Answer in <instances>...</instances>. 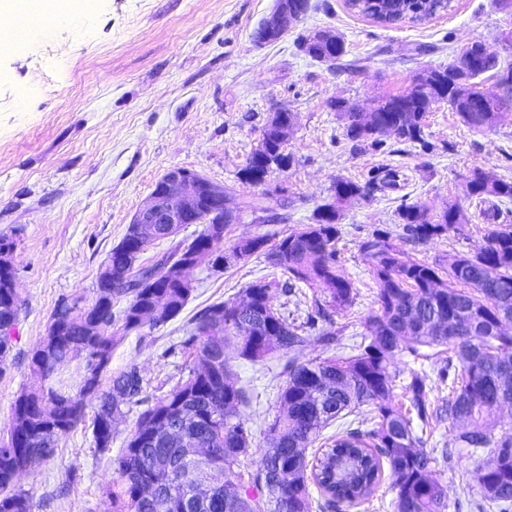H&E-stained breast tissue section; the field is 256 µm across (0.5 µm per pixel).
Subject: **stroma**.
Returning a JSON list of instances; mask_svg holds the SVG:
<instances>
[{
  "label": "stroma",
  "mask_w": 512,
  "mask_h": 512,
  "mask_svg": "<svg viewBox=\"0 0 512 512\" xmlns=\"http://www.w3.org/2000/svg\"><path fill=\"white\" fill-rule=\"evenodd\" d=\"M310 3L281 39L260 45L253 32L275 0H77L65 17L49 10L29 15L27 37L0 53V236L15 244L22 299L11 367L0 375V437L17 395L35 384L28 356L55 308L94 298L112 248L168 167L223 185L235 204L254 194L266 199L269 211H243L225 229L228 246L258 235L276 244L311 223L337 179L369 184L366 198L344 206L339 224L337 267L355 292L351 307L331 315L343 330V356L360 344L376 307L364 240L382 233L397 250L435 263L484 245L482 208L494 212L496 223L512 224V200L481 203L460 193L476 168L512 180L511 116L483 135L442 105L426 118L424 144L388 136L374 147L350 141L327 106L342 98L368 110L374 99L406 91L423 69L448 65L475 37L512 63V46L500 38L512 28V13L496 0H451L431 20L384 25L350 10L347 0ZM316 30L342 37L341 60L323 63L300 50V39ZM280 108L296 117L286 145L295 163L264 184H242L237 172ZM452 198L466 217L460 230L419 241L399 221L402 204L438 211ZM281 277L261 253L224 269L202 264L192 273L184 310L160 327L130 332L113 352L111 370L136 364L146 397H159L185 373L177 346L200 309L238 298L256 280ZM287 361L284 353L262 364L231 360L232 381L251 396L243 415L256 440L278 412ZM95 408L86 400V422L20 478L33 512H111L105 489L112 461L138 413L127 414L110 450L101 452L90 423ZM474 464L464 448L450 462L433 463V477L448 490V512H475L463 488Z\"/></svg>",
  "instance_id": "stroma-1"
}]
</instances>
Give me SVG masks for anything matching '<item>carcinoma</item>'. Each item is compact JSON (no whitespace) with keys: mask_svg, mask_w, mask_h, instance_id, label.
<instances>
[{"mask_svg":"<svg viewBox=\"0 0 512 512\" xmlns=\"http://www.w3.org/2000/svg\"><path fill=\"white\" fill-rule=\"evenodd\" d=\"M357 13L384 24L419 23L450 7V0L422 4L410 0L398 11L375 0H348ZM305 54L334 62L345 52L344 42L303 40ZM462 58L431 69L433 82L412 83L397 95L376 100L377 121L387 135L402 142L423 141V128L433 106L446 103L464 123L478 132L492 130L512 107V63L479 58L461 73ZM492 74L494 86L481 76ZM467 81L466 103L458 101L455 81ZM344 125L345 136L356 142L382 145L367 128V115L345 100L328 102ZM286 141L268 132L238 171L240 182L258 185L267 174L266 160L278 170L292 167ZM369 185L338 179L333 202L318 206L313 223L305 224L266 248L267 238L239 240L229 250L213 241L208 224L192 240L178 242L152 264H138L140 255L156 241L176 233L169 224H131L112 248L108 265L112 281L96 288L95 298L69 313L64 302L55 309L46 340L29 357L31 375L41 380L16 398L7 438L0 439V512H32L30 497L16 488L17 477L54 455L60 437L84 421L86 396L97 400L92 419L96 448L109 450L117 426L126 414L144 403V380L129 364L102 385L112 352L132 331L161 326L177 317L194 288L183 284L175 268L187 261L204 242H215L223 266L246 261L264 252L267 260L287 275L282 284L259 280L243 290V297L207 306L192 319V329L180 342L188 355L187 375L141 411L128 430L125 446L113 460L108 483L112 512H310V485H315L336 507L369 499L389 468L395 491V512H447L445 487L430 474L434 457L424 451L426 441L413 419L394 403L395 360L404 353L419 355L421 347H444L452 356L437 372L450 382L446 404L429 401L425 373H416L402 387L417 417L425 424L448 415L457 428L452 443L479 459L466 476L481 500L508 512L512 503V432L498 430L497 415L504 401L512 403V335L496 330L500 321L512 323V224H495L485 213L486 244L469 254H454L447 263L431 264L397 250L389 238L376 235L361 244L372 264L378 308L365 321L366 333L358 353L348 357L299 362L283 366L286 380L278 394L281 412L267 424L263 445L254 446L253 434L241 408L250 402L248 391L229 382L233 350L243 359L264 363L278 353H297L309 337L306 329L326 319L329 311L354 302L351 282L336 267V239L342 206L367 195ZM467 198L512 199V181L493 171L475 169L462 185ZM401 223L417 239L426 241L456 228L463 214L458 201L439 213L415 204H403ZM11 276L0 264V373L11 352L10 330L19 318L22 302L6 287ZM302 283L313 290L306 322L288 321L271 303L273 289ZM126 300L119 319H103L100 310ZM86 360L78 393L70 395L50 384L54 374L76 357ZM366 405L374 412V427L353 428L328 438L313 460L306 450L322 431ZM212 452L224 470L223 483L210 491L192 493V481L180 461L190 446ZM259 455L248 488L239 469Z\"/></svg>","mask_w":512,"mask_h":512,"instance_id":"cac0c4a2","label":"carcinoma"}]
</instances>
